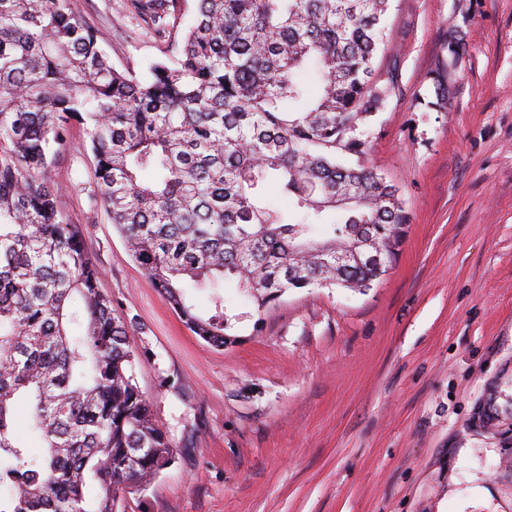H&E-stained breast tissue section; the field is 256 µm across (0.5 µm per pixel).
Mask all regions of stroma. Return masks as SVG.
Listing matches in <instances>:
<instances>
[{
	"instance_id": "35a3bbf8",
	"label": "stroma",
	"mask_w": 512,
	"mask_h": 512,
	"mask_svg": "<svg viewBox=\"0 0 512 512\" xmlns=\"http://www.w3.org/2000/svg\"><path fill=\"white\" fill-rule=\"evenodd\" d=\"M113 64L159 57L125 0H75ZM454 94L421 112L448 30ZM398 75L369 161L410 222L363 292L289 291L237 342L195 336L93 197L83 125L50 162L61 218L132 325L174 461L124 512H512V0H393Z\"/></svg>"
}]
</instances>
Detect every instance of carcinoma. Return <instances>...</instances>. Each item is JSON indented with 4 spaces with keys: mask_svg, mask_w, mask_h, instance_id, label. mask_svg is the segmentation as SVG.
Returning <instances> with one entry per match:
<instances>
[{
    "mask_svg": "<svg viewBox=\"0 0 512 512\" xmlns=\"http://www.w3.org/2000/svg\"><path fill=\"white\" fill-rule=\"evenodd\" d=\"M391 2L127 0L162 56L116 66L71 0H0V512H121L174 459L129 323L58 214L70 124L89 125L96 199L135 261L192 333L232 344L225 283L259 316L290 289L365 291L396 260L409 216L366 162L398 85L375 79ZM444 51L420 112L455 88L464 34Z\"/></svg>",
    "mask_w": 512,
    "mask_h": 512,
    "instance_id": "obj_1",
    "label": "carcinoma"
}]
</instances>
